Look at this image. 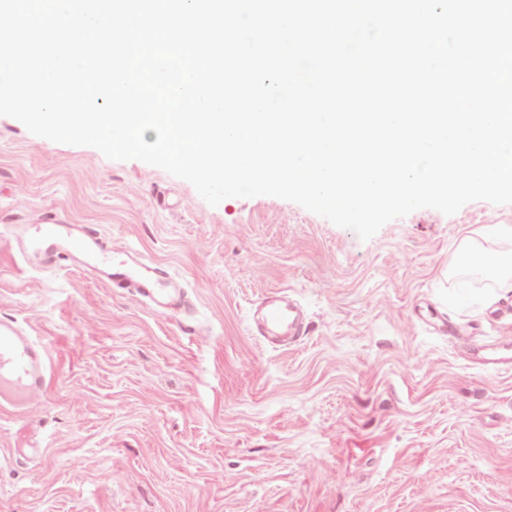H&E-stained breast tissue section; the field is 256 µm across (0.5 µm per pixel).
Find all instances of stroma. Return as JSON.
I'll return each instance as SVG.
<instances>
[{"mask_svg":"<svg viewBox=\"0 0 512 512\" xmlns=\"http://www.w3.org/2000/svg\"><path fill=\"white\" fill-rule=\"evenodd\" d=\"M51 213L156 261L162 314L0 235V316L31 326L44 410L0 406V512H512V293L455 270L512 204L423 208L369 240L273 196L209 205L139 160L0 116V225ZM305 316L279 346L264 297Z\"/></svg>","mask_w":512,"mask_h":512,"instance_id":"stroma-1","label":"stroma"}]
</instances>
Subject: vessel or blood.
<instances>
[{
	"label": "vessel or blood",
	"instance_id": "vessel-or-blood-1",
	"mask_svg": "<svg viewBox=\"0 0 512 512\" xmlns=\"http://www.w3.org/2000/svg\"><path fill=\"white\" fill-rule=\"evenodd\" d=\"M9 236L22 252L51 261L68 262L96 280L131 293L159 312L174 311L182 290L157 263L145 260L133 247L107 243L84 224H63L48 216L37 224H12ZM257 329L268 342L296 339L297 309L282 300L265 299ZM50 378L44 344L10 317L0 318V400L22 412L36 411Z\"/></svg>",
	"mask_w": 512,
	"mask_h": 512
}]
</instances>
